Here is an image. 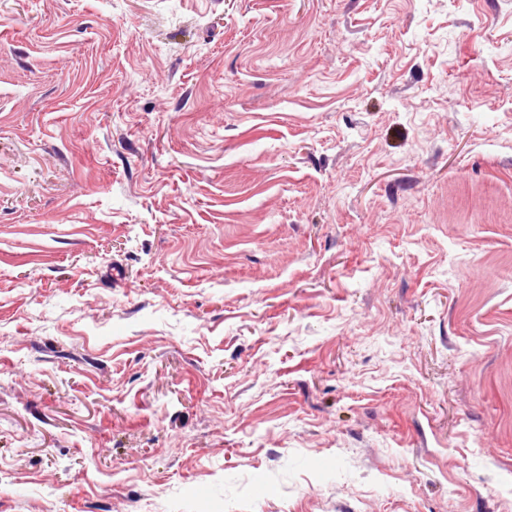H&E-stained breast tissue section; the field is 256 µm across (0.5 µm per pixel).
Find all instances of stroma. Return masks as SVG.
Returning a JSON list of instances; mask_svg holds the SVG:
<instances>
[{
	"instance_id": "1",
	"label": "stroma",
	"mask_w": 512,
	"mask_h": 512,
	"mask_svg": "<svg viewBox=\"0 0 512 512\" xmlns=\"http://www.w3.org/2000/svg\"><path fill=\"white\" fill-rule=\"evenodd\" d=\"M0 512H512V0H0Z\"/></svg>"
}]
</instances>
